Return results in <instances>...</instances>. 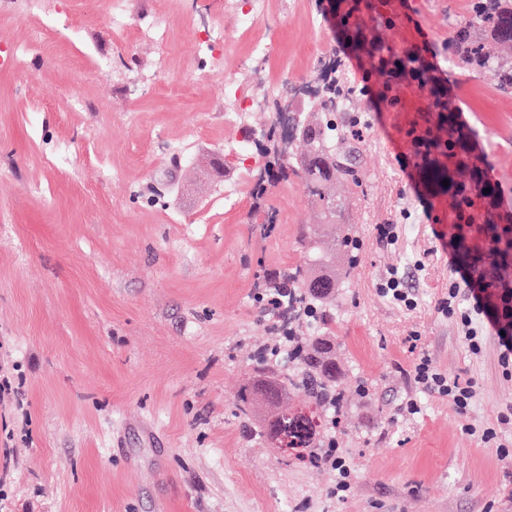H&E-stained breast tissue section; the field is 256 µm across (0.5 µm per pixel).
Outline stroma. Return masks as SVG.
Returning a JSON list of instances; mask_svg holds the SVG:
<instances>
[{
    "mask_svg": "<svg viewBox=\"0 0 512 512\" xmlns=\"http://www.w3.org/2000/svg\"><path fill=\"white\" fill-rule=\"evenodd\" d=\"M470 0H373L360 22L396 49L427 46L474 132L472 148L512 210V93L494 72L471 76L448 59L450 22ZM130 29L113 30L106 0H0V512H512V456L466 434L512 405L495 342L471 355L437 310L448 254L444 188L420 199L402 162L409 132L433 124L425 92L396 108L355 96L358 184L336 180L338 221L359 261L336 305L337 391L344 422L332 437L353 469V490L333 495L335 472L284 464L237 410L275 319L254 297L263 272L304 267L302 235L320 223L305 181L287 173L263 199L225 154L224 92L243 83L263 96L317 89L320 56L335 50L342 78L372 63L328 13L325 0H268L259 32L275 55L247 65L237 0H127ZM168 16L166 39L139 26ZM223 25V61L196 33ZM63 27L44 41L42 28ZM289 70L295 85L277 77ZM241 201L224 200V183ZM399 225L395 248L377 236ZM422 260L417 270L414 260ZM404 268L415 310L381 297L376 283ZM473 380L467 417L447 397L417 393L413 366ZM416 399L419 411L400 406Z\"/></svg>",
    "mask_w": 512,
    "mask_h": 512,
    "instance_id": "obj_1",
    "label": "stroma"
}]
</instances>
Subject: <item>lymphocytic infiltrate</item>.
<instances>
[{"label":"lymphocytic infiltrate","instance_id":"f902f5d3","mask_svg":"<svg viewBox=\"0 0 512 512\" xmlns=\"http://www.w3.org/2000/svg\"><path fill=\"white\" fill-rule=\"evenodd\" d=\"M483 230L489 239L483 259L470 255L468 238L472 225H454L449 234L435 231L454 271L448 281V294L441 298L438 310L456 326L470 354H481L488 341H495L501 373L512 378V283L496 274L499 265L512 262V212L499 213ZM414 383L420 392L448 397L463 416L476 396L473 382L449 376L425 356L414 365Z\"/></svg>","mask_w":512,"mask_h":512}]
</instances>
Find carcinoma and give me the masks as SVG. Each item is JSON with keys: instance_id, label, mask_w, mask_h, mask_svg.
<instances>
[{"instance_id": "1", "label": "carcinoma", "mask_w": 512, "mask_h": 512, "mask_svg": "<svg viewBox=\"0 0 512 512\" xmlns=\"http://www.w3.org/2000/svg\"><path fill=\"white\" fill-rule=\"evenodd\" d=\"M362 0H349L340 16V24L352 41L375 60L374 72L381 78L379 92L391 108L397 107V88L387 79L388 65L384 55L372 54L376 32L365 31L357 12ZM448 57L464 72L476 73L487 68L495 70L500 87L512 91V0H471L467 16L452 23L448 38ZM342 86L332 80L324 84L317 102H308V111L300 113L301 138L310 151L298 163L274 160L278 172L268 170V178L256 185V193L265 194L275 183L277 174L286 168L299 170L306 184L312 187L310 197L321 208L326 223L309 230L316 240V253L335 255V262H312L306 273L274 282L256 302L273 314L303 305V324L288 336L264 349L256 369V381L246 387L238 398V409L246 417L262 404L271 412L270 422L256 427L277 448L281 459L298 461L312 467L327 465L328 432L336 428L342 414L340 395L336 392V337L325 335L326 326L336 314V289L350 287V276L359 258L357 240L336 233V195L333 183L336 173H354L358 163L356 149L346 142L336 124V113L326 102L336 98ZM468 145L462 129L448 123V156L459 157L448 170H435L431 177L447 180L448 194L453 198L450 220H469L474 224L490 221L491 213L484 207L486 185L477 180L462 152ZM303 395L301 408L288 412L280 400L288 391Z\"/></svg>"}]
</instances>
